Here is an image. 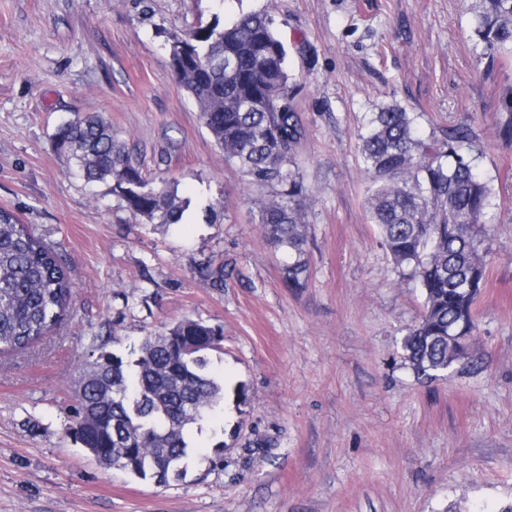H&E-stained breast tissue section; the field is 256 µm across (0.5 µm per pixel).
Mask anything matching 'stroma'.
Wrapping results in <instances>:
<instances>
[{
	"label": "stroma",
	"instance_id": "stroma-1",
	"mask_svg": "<svg viewBox=\"0 0 512 512\" xmlns=\"http://www.w3.org/2000/svg\"><path fill=\"white\" fill-rule=\"evenodd\" d=\"M469 0H0V208L61 254L74 299L33 348L0 356V512H502L512 505V61L472 50ZM269 11L306 129L307 288L282 283L265 186L225 163L175 79L163 34ZM395 105L425 131L467 125L493 187L488 282L467 358L417 378L404 337L423 295L365 207L357 131ZM101 113L147 179L174 181L181 224H146L59 155L55 128ZM223 202L217 213L208 206ZM223 265L210 287L202 262ZM219 328L231 388L191 432L186 475L158 486L69 434L94 337L123 360L185 318Z\"/></svg>",
	"mask_w": 512,
	"mask_h": 512
}]
</instances>
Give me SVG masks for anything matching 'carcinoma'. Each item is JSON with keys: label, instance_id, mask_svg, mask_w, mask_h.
I'll return each mask as SVG.
<instances>
[{"label": "carcinoma", "instance_id": "carcinoma-1", "mask_svg": "<svg viewBox=\"0 0 512 512\" xmlns=\"http://www.w3.org/2000/svg\"><path fill=\"white\" fill-rule=\"evenodd\" d=\"M473 49L487 68L512 58V0L472 5ZM172 71L196 103L224 162L239 166L248 183L273 189L258 205L268 242L287 260V288L307 287L304 193L291 166L306 131L292 106L287 50L267 11L240 15L227 26L214 22L188 32L166 33ZM229 58L234 67L224 69ZM498 134L512 141V87L502 94ZM477 134L454 127L423 135L418 116L397 106L373 113L358 133L370 176L368 220L399 267H406L424 296L419 324L402 349L414 374L435 380L467 354L475 329V305L488 278L487 229L494 205L490 182L477 170ZM57 152L88 182L112 181V194L134 218L164 226L185 210L166 178L148 181L125 141L101 113L75 115L53 134ZM200 273L224 287V266ZM73 299V283L56 249L0 209V353L22 352L48 336ZM222 332L203 320L183 318L145 337L137 358L125 362L96 348L78 390L69 426L75 441L100 464L130 476L164 481L185 471L193 455L188 430L224 400V385L211 375L208 352Z\"/></svg>", "mask_w": 512, "mask_h": 512}]
</instances>
